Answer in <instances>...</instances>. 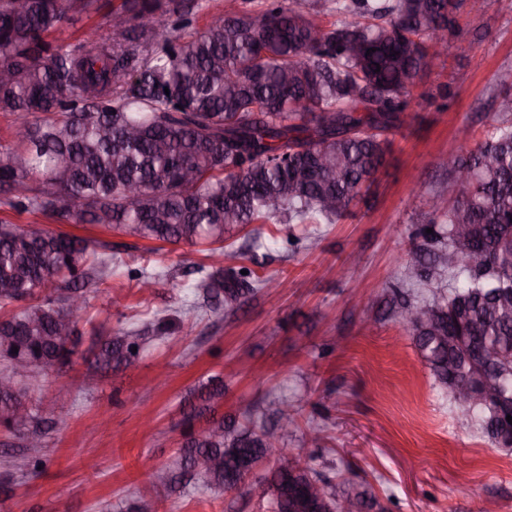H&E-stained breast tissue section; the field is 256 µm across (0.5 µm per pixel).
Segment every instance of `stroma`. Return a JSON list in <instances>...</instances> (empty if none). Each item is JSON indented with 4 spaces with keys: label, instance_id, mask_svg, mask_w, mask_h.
Returning a JSON list of instances; mask_svg holds the SVG:
<instances>
[{
    "label": "stroma",
    "instance_id": "35a3bbf8",
    "mask_svg": "<svg viewBox=\"0 0 512 512\" xmlns=\"http://www.w3.org/2000/svg\"><path fill=\"white\" fill-rule=\"evenodd\" d=\"M463 38L449 39L443 65L418 80L416 116L391 136L373 183L313 244L272 251L260 273L277 279L234 313L194 307L184 287L207 253L138 240L92 224H58L41 214L0 210L15 225L121 246L177 277L141 293L109 278L78 321L80 344L61 375L28 382L37 404H57L41 447L0 427V499L14 512H129L138 497L156 512H269L261 489L211 492L159 486L182 439L183 412L211 377L224 380L225 418L252 403L288 396L300 423L328 428L322 447L303 435L289 447L325 473L337 492L367 485L371 512H512V448L493 447L462 427L457 407L421 359L412 336L385 316L410 239L426 220L427 195L453 196L448 153L481 140L499 90L512 88V0H464ZM446 88L447 98L437 96ZM176 314L174 329L130 365L96 370L101 339L136 320ZM40 469H31V459Z\"/></svg>",
    "mask_w": 512,
    "mask_h": 512
}]
</instances>
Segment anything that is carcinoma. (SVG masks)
Segmentation results:
<instances>
[{
	"label": "carcinoma",
	"mask_w": 512,
	"mask_h": 512,
	"mask_svg": "<svg viewBox=\"0 0 512 512\" xmlns=\"http://www.w3.org/2000/svg\"><path fill=\"white\" fill-rule=\"evenodd\" d=\"M99 0H0V112L16 116L14 144L0 148V208L48 214L60 224H96L138 239L207 244L227 263L202 265L188 294L233 310L272 280L246 265L278 245L305 240L293 224H334L349 213L385 161L388 136L406 126L419 74L459 36L464 0H263L257 11L214 13L202 29L205 0H121L105 31L73 42L50 39L65 24L100 10ZM336 14L326 28L311 15ZM374 52L367 53L368 49ZM456 195L425 200L428 223L412 241L401 281L448 277V291L401 294L393 319L413 336L444 388L476 367L500 375L512 397V358L490 356L512 344V93L504 91L481 141L448 156ZM284 224L268 240L255 231L249 250L224 249L249 224ZM433 233H426V229ZM124 270L149 290L174 279L167 267L128 262L82 237L37 224L0 223V361L28 373L0 389V425L43 440V410L26 382L60 371L75 352L77 319L88 296ZM248 274L243 275L241 271ZM168 318L121 329L101 341L99 369L131 364ZM18 352H12V348ZM184 421L189 434L172 465L210 490L232 492L254 477L271 512H341L324 475L288 449V469L257 473L269 438L285 447L298 428L288 402L276 404L281 433L217 413L224 381L214 377ZM464 425L508 444L498 404L455 399Z\"/></svg>",
	"instance_id": "cac0c4a2"
}]
</instances>
